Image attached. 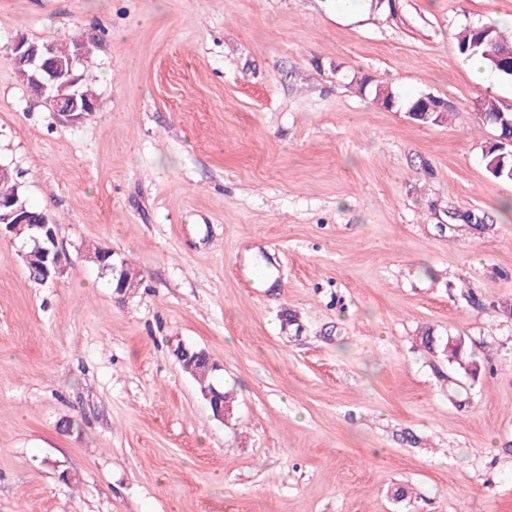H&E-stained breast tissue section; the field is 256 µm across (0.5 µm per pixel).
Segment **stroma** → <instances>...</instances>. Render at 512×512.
<instances>
[{"instance_id":"stroma-1","label":"stroma","mask_w":512,"mask_h":512,"mask_svg":"<svg viewBox=\"0 0 512 512\" xmlns=\"http://www.w3.org/2000/svg\"><path fill=\"white\" fill-rule=\"evenodd\" d=\"M512 0H0V167L71 265L0 235V512H512ZM80 38L73 124L8 60ZM370 88L360 91V79ZM444 101L422 124L373 99ZM140 271L114 293L85 244ZM463 337L476 376L419 344ZM206 350L216 419L173 354ZM71 482H63L61 473ZM403 486L407 499L394 500ZM456 40L460 52L471 57L465 61L468 67L481 68L482 61L473 57L479 56L501 76L512 77V52H508L512 48V39L504 36L497 24L479 22L475 25L465 26L457 33ZM501 57L502 60H507L503 66L511 68V70L499 66L498 60ZM483 111L486 113V118L483 123L489 124L496 131V136H504L506 131L511 128L507 126L506 122H512V112H498L500 111L497 104L493 101H485L483 103ZM486 169L495 178L512 180L510 173L512 171V152L509 145L501 148L497 144H493L489 148V152L485 155ZM495 165L490 169V165Z\"/></svg>"}]
</instances>
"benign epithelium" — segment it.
I'll return each instance as SVG.
<instances>
[{
    "label": "benign epithelium",
    "mask_w": 512,
    "mask_h": 512,
    "mask_svg": "<svg viewBox=\"0 0 512 512\" xmlns=\"http://www.w3.org/2000/svg\"><path fill=\"white\" fill-rule=\"evenodd\" d=\"M88 54L85 44L62 45L58 42L32 41L17 37L12 46L10 62L24 77V84L56 115L68 122H82L96 111V102L82 91L85 75L78 73V65ZM29 224L38 231L37 247L23 255L25 264L34 271L38 280L61 278L68 270L67 259L58 248L57 224L44 212L34 214L28 210L26 200L13 196L0 198V233L11 234ZM97 265L112 268V288L127 296L141 286L139 273L126 263L114 258V252L101 247L97 254L84 257ZM215 416L224 418L232 409L224 403V394L214 386L203 390Z\"/></svg>",
    "instance_id": "7a95c632"
}]
</instances>
